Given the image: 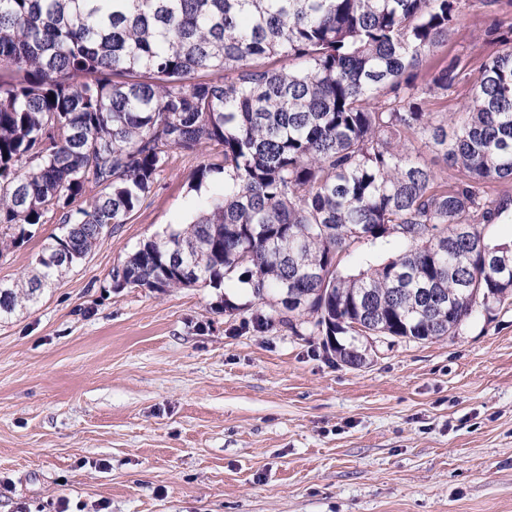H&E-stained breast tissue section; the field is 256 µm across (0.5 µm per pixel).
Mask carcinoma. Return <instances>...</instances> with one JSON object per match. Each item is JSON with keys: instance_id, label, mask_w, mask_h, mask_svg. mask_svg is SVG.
<instances>
[{"instance_id": "obj_1", "label": "carcinoma", "mask_w": 512, "mask_h": 512, "mask_svg": "<svg viewBox=\"0 0 512 512\" xmlns=\"http://www.w3.org/2000/svg\"><path fill=\"white\" fill-rule=\"evenodd\" d=\"M468 0H0V254L58 217L39 271L0 283V317L38 302L152 192L170 152L222 193L114 267L115 288H246L254 325H308L358 366L359 336L427 342L512 294V0H479L499 51L432 63ZM471 84L458 116L436 100ZM431 143L456 175L409 147ZM98 188L86 200L88 186ZM408 248L356 273L360 242ZM350 337L343 343L340 337Z\"/></svg>"}]
</instances>
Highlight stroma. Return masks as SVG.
Here are the masks:
<instances>
[{
	"label": "stroma",
	"instance_id": "1",
	"mask_svg": "<svg viewBox=\"0 0 512 512\" xmlns=\"http://www.w3.org/2000/svg\"><path fill=\"white\" fill-rule=\"evenodd\" d=\"M482 24L467 8L437 55L478 68L497 50ZM198 164L172 152L126 224L0 320V512H512V299L434 342L359 339L351 367L219 311L220 289L113 288L186 220ZM57 231L1 254L0 283Z\"/></svg>",
	"mask_w": 512,
	"mask_h": 512
}]
</instances>
